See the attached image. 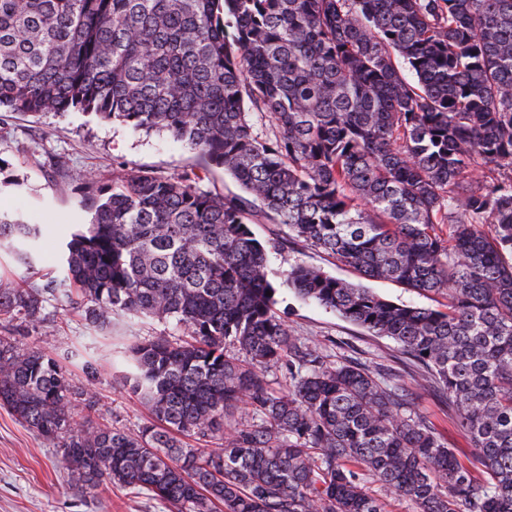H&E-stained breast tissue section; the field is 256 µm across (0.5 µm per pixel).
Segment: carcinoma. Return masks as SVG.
I'll list each match as a JSON object with an SVG mask.
<instances>
[{
  "label": "carcinoma",
  "mask_w": 512,
  "mask_h": 512,
  "mask_svg": "<svg viewBox=\"0 0 512 512\" xmlns=\"http://www.w3.org/2000/svg\"><path fill=\"white\" fill-rule=\"evenodd\" d=\"M0 110L165 132L241 189L149 170L90 177L62 276L0 279V405L60 449L83 493L144 490L168 512H385L367 471L418 512H512V175L492 177L512 172V0H0ZM260 217L448 303H396L306 265L279 285L277 242L249 228ZM41 236L0 214V249L27 271ZM283 285L397 342L483 469L378 371L292 336ZM62 303L101 330L119 314L184 328L179 343L122 351V387L151 416L141 434L74 419L96 405L101 363L87 350L11 336ZM284 362L291 383L276 391L263 372ZM243 402L259 422L225 427Z\"/></svg>",
  "instance_id": "obj_1"
}]
</instances>
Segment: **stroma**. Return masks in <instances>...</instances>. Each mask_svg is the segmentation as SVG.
Segmentation results:
<instances>
[{"mask_svg":"<svg viewBox=\"0 0 512 512\" xmlns=\"http://www.w3.org/2000/svg\"><path fill=\"white\" fill-rule=\"evenodd\" d=\"M196 167V156L165 133L135 132L80 112H0V213L23 215L44 229L38 242L35 274L26 273L10 255L0 252V277L25 287L59 276L61 239L65 228L79 220L75 199L84 192L83 175L94 174L99 182L106 183L116 170L146 168L163 176H177ZM251 230L258 239L281 241V248L270 258L275 276L303 264L363 284L396 302L419 307L444 302L438 295L410 292L391 281L364 278L322 249L290 242L285 225L266 221L252 225ZM277 298V309L294 336L308 344L322 343L331 359L345 357L383 369L402 389L408 412L431 422L447 438L449 447L462 450L466 466L481 468V459L461 430L457 414L444 395L423 379L421 369L406 363L395 341L370 335L336 312L300 300L293 291L280 290ZM16 337L24 344L66 342L87 347L101 358L108 354L101 331L88 324L79 309L69 306L53 309L46 322L22 328ZM95 390V411L77 409L74 418L78 422L89 426L109 424L135 436L149 421L148 410L120 386L110 366H102ZM0 512L166 510L147 495L119 486L101 488L93 499L84 497L66 482L55 449L0 407Z\"/></svg>","mask_w":512,"mask_h":512,"instance_id":"1","label":"stroma"}]
</instances>
